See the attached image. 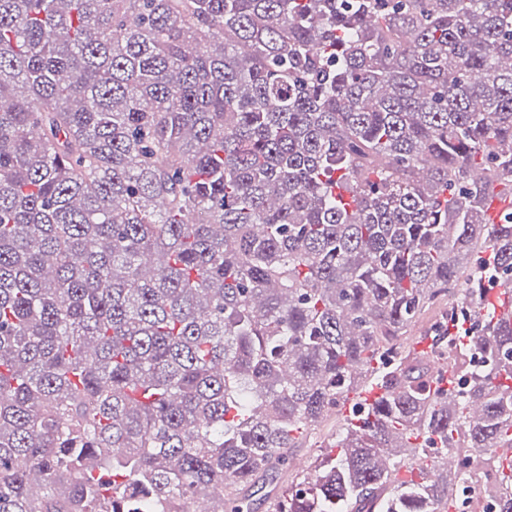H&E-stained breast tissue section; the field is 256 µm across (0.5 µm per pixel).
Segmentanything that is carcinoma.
Wrapping results in <instances>:
<instances>
[{"instance_id":"carcinoma-1","label":"carcinoma","mask_w":512,"mask_h":512,"mask_svg":"<svg viewBox=\"0 0 512 512\" xmlns=\"http://www.w3.org/2000/svg\"><path fill=\"white\" fill-rule=\"evenodd\" d=\"M497 192L512 0H0V512H512Z\"/></svg>"}]
</instances>
